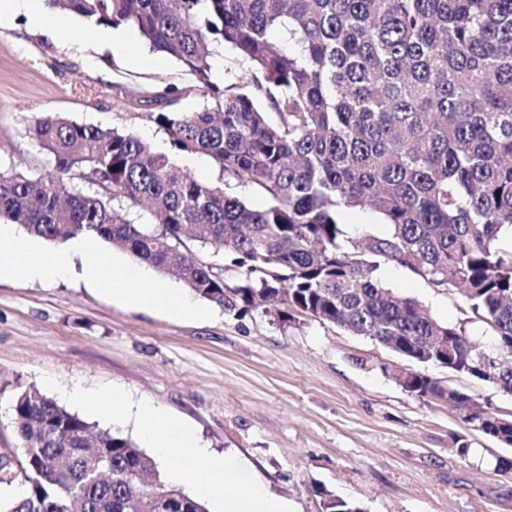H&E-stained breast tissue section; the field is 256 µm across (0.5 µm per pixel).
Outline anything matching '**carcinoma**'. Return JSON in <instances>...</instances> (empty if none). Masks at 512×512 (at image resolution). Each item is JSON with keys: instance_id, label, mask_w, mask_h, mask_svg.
Segmentation results:
<instances>
[{"instance_id": "cac0c4a2", "label": "carcinoma", "mask_w": 512, "mask_h": 512, "mask_svg": "<svg viewBox=\"0 0 512 512\" xmlns=\"http://www.w3.org/2000/svg\"><path fill=\"white\" fill-rule=\"evenodd\" d=\"M97 26H131L196 76L214 107L181 112L169 89L158 147L131 130L58 113L36 121L58 175L0 171V219L52 243L117 245L227 311L264 303L368 337L512 394V0H48ZM224 45L251 72L212 79ZM208 157L216 181L180 161ZM241 187L267 199L255 208ZM368 209L388 225L355 239L339 222ZM138 209L155 231L130 218ZM222 246L245 276L224 284L184 239ZM392 264L454 288L496 336L487 353L417 299L384 287ZM418 397L452 399L512 447V419L471 409L470 395L413 371ZM13 424L23 458L0 454V484L21 479L7 512H207L168 484L130 437L98 429L36 388ZM324 512H361L322 493Z\"/></svg>"}]
</instances>
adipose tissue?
I'll return each instance as SVG.
<instances>
[{
	"mask_svg": "<svg viewBox=\"0 0 512 512\" xmlns=\"http://www.w3.org/2000/svg\"><path fill=\"white\" fill-rule=\"evenodd\" d=\"M89 244L77 238L59 247L38 243L16 224H0V279L22 278L52 283L69 276L73 259L87 253ZM84 281L114 301L175 316L206 318L204 309L170 284L150 279L145 270H130L117 257L98 254L81 271ZM69 402L92 404L111 410L113 417L135 418L140 440L156 459L168 462L166 478L179 485L199 478V490L208 497L215 512H290L286 500L274 496L254 480L246 468L225 454L194 442L187 426L146 400H132L122 387L106 395H92L75 385L62 390Z\"/></svg>",
	"mask_w": 512,
	"mask_h": 512,
	"instance_id": "adipose-tissue-1",
	"label": "adipose tissue"
}]
</instances>
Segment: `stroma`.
I'll use <instances>...</instances> for the list:
<instances>
[{
    "label": "stroma",
    "mask_w": 512,
    "mask_h": 512,
    "mask_svg": "<svg viewBox=\"0 0 512 512\" xmlns=\"http://www.w3.org/2000/svg\"><path fill=\"white\" fill-rule=\"evenodd\" d=\"M105 32L80 17L56 38L23 16L0 27V170L55 176L53 157L31 134L47 113L160 146L162 130L137 116L140 99L175 87L180 111L208 105L175 59L144 44L130 57L104 46ZM378 276L495 350L490 327L455 289L394 265ZM208 311L204 320L143 311L72 277L1 280L0 453L21 446L12 424L19 391L50 380L92 394L118 384L240 460L292 512H323L325 491L362 512H512V469L502 467L512 448L473 430L447 401L405 392L388 371L424 373L507 418L512 395L307 316L284 323L261 308Z\"/></svg>",
    "instance_id": "obj_1"
}]
</instances>
